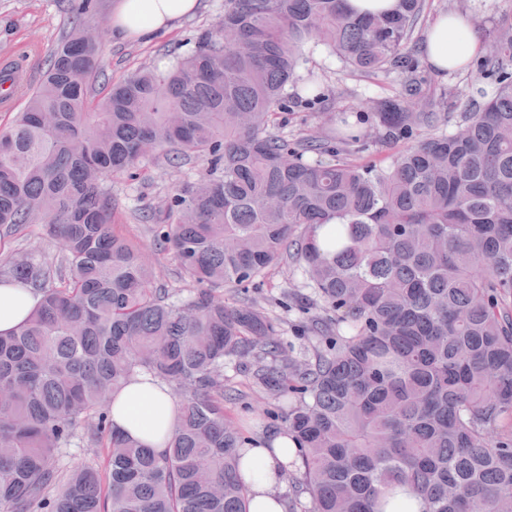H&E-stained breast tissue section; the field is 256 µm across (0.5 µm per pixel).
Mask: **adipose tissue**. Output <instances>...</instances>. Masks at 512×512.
Returning <instances> with one entry per match:
<instances>
[{"label":"adipose tissue","instance_id":"ef3b65f1","mask_svg":"<svg viewBox=\"0 0 512 512\" xmlns=\"http://www.w3.org/2000/svg\"><path fill=\"white\" fill-rule=\"evenodd\" d=\"M198 0H118L112 17L116 35L146 39L174 27L191 14ZM428 67L435 73L464 66L479 50L473 25L463 15H442L430 28L422 47ZM37 293L17 284L0 285V333L13 330L38 303ZM178 404L169 386L160 380L137 379L111 403L115 430L139 439L155 452H164L176 423ZM286 461L281 437L260 440L244 451L243 473L250 486L251 512H284L274 492Z\"/></svg>","mask_w":512,"mask_h":512}]
</instances>
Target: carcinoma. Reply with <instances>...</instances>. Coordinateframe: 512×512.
Returning <instances> with one entry per match:
<instances>
[{
    "label": "carcinoma",
    "mask_w": 512,
    "mask_h": 512,
    "mask_svg": "<svg viewBox=\"0 0 512 512\" xmlns=\"http://www.w3.org/2000/svg\"><path fill=\"white\" fill-rule=\"evenodd\" d=\"M347 0H224L198 46L160 72L94 84L104 61L72 21L37 87L0 125V237L31 226L62 244L49 261L0 258L40 293L0 334V512H249L224 410V362L281 403L304 512H501L512 499V13L479 70L492 92L454 133L433 111L409 47L423 0L361 15ZM367 73L398 72L376 103L380 137L413 144L384 165L349 160L344 130L276 132L305 44ZM166 152L207 174L175 186L156 237L190 295L154 286L141 245L114 222L108 183ZM291 258L324 315L326 349L299 361L249 286ZM237 291L228 302L224 289ZM174 387L179 419L157 454L112 429L106 408L135 376ZM103 464L69 465L78 428Z\"/></svg>",
    "instance_id": "1"
}]
</instances>
